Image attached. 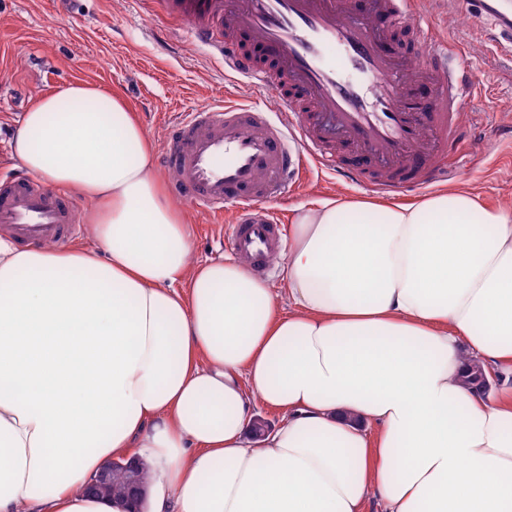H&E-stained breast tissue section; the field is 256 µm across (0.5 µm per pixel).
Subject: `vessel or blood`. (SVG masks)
<instances>
[{
    "instance_id": "vessel-or-blood-1",
    "label": "vessel or blood",
    "mask_w": 512,
    "mask_h": 512,
    "mask_svg": "<svg viewBox=\"0 0 512 512\" xmlns=\"http://www.w3.org/2000/svg\"><path fill=\"white\" fill-rule=\"evenodd\" d=\"M279 117L218 100L176 113L159 165L191 209L230 215V249L265 275L286 245L274 207L309 166L382 196L446 185L473 147L478 88L424 0H157ZM512 41V0H471ZM80 231L68 195L27 174L0 182V232L29 244Z\"/></svg>"
}]
</instances>
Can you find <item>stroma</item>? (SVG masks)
<instances>
[{
    "label": "stroma",
    "mask_w": 512,
    "mask_h": 512,
    "mask_svg": "<svg viewBox=\"0 0 512 512\" xmlns=\"http://www.w3.org/2000/svg\"><path fill=\"white\" fill-rule=\"evenodd\" d=\"M433 20L465 47L470 76L489 88L464 114L478 140L455 185L487 205H512V55L477 34L456 0L437 5ZM173 30L147 0H0V176L20 170L8 144L24 112L73 81L119 93L157 153L165 147L171 113L221 99L274 110L272 98L226 78L218 59ZM368 195L314 172L282 205V218L289 225L300 205ZM185 216L194 238L192 261L229 255L220 244L227 220L190 210Z\"/></svg>",
    "instance_id": "obj_1"
}]
</instances>
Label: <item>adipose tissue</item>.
Wrapping results in <instances>:
<instances>
[{"label": "adipose tissue", "mask_w": 512, "mask_h": 512, "mask_svg": "<svg viewBox=\"0 0 512 512\" xmlns=\"http://www.w3.org/2000/svg\"><path fill=\"white\" fill-rule=\"evenodd\" d=\"M11 154L96 204L92 247L0 238V512H130L87 493L131 455L146 512H512V206L451 189L298 207L287 305L191 262L125 100L74 82ZM284 420L253 439L257 405Z\"/></svg>", "instance_id": "obj_1"}]
</instances>
